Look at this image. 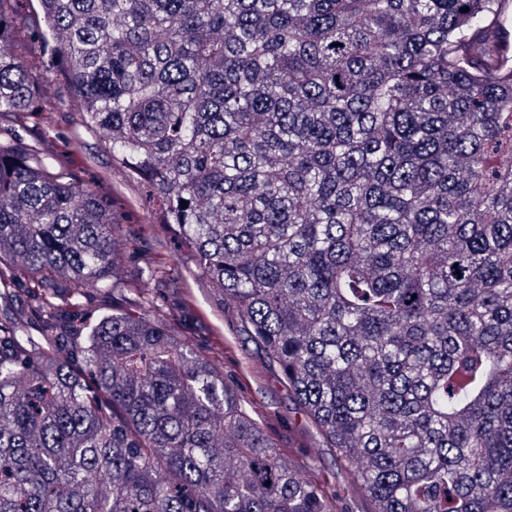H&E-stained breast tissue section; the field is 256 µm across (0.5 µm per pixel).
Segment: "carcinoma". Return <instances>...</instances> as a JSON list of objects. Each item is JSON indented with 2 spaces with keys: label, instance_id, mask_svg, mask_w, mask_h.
I'll return each instance as SVG.
<instances>
[{
  "label": "carcinoma",
  "instance_id": "1",
  "mask_svg": "<svg viewBox=\"0 0 512 512\" xmlns=\"http://www.w3.org/2000/svg\"><path fill=\"white\" fill-rule=\"evenodd\" d=\"M39 5L84 125L371 512H512V0ZM48 110L0 13V118ZM116 204L0 142V254L43 323L0 321V512H347L217 358L144 314L60 321V281L115 276Z\"/></svg>",
  "mask_w": 512,
  "mask_h": 512
}]
</instances>
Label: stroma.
Wrapping results in <instances>:
<instances>
[{"instance_id":"stroma-1","label":"stroma","mask_w":512,"mask_h":512,"mask_svg":"<svg viewBox=\"0 0 512 512\" xmlns=\"http://www.w3.org/2000/svg\"><path fill=\"white\" fill-rule=\"evenodd\" d=\"M18 44L37 75L38 96L56 109L14 127L17 142L78 174L85 185H96L100 175H107L108 187L121 203L113 243L121 283L116 288L66 284L59 291V310L66 323L87 324L115 308L134 314L146 311L197 352L223 354L227 384L243 407L261 420L268 436L285 449L299 477L328 480L346 492L348 512H369L371 504L358 489L355 469L337 465L322 434L306 420L285 384L280 365L242 326L236 303L189 275L186 248L159 226L158 207L149 201L142 183L113 160L108 140L84 126L80 100L61 76L49 70V51L23 38ZM154 264L179 271V279L155 281L146 271ZM0 265L11 271L9 288L0 292V319L22 323L30 335H40V324L28 308L30 273L16 257H2Z\"/></svg>"}]
</instances>
